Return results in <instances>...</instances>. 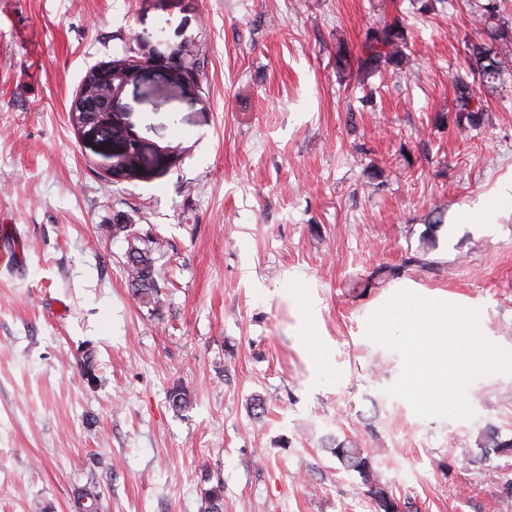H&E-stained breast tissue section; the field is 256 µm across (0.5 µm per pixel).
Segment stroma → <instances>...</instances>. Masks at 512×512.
<instances>
[{
  "mask_svg": "<svg viewBox=\"0 0 512 512\" xmlns=\"http://www.w3.org/2000/svg\"><path fill=\"white\" fill-rule=\"evenodd\" d=\"M487 2L7 0L0 512H74L93 484L101 512H208L215 495L224 512H376L374 483L400 512H512V454L483 445L512 438V374L469 385L472 418H422L387 393L400 355L366 336L410 281L478 309L512 351V204L457 221L512 176V43L495 44L503 83L480 125L455 119ZM381 16L405 29L401 65L337 68ZM144 39L200 47L201 72L127 87L126 121L179 162L112 183L69 109L90 67ZM134 239L157 314L127 278ZM337 438L371 451L372 482ZM127 259L128 276L137 301L149 312H159L163 307L160 298L161 286L151 249L147 245L141 248L135 243H130ZM330 453L341 462L348 470L357 472L366 481H371L372 476V458L357 448L349 440H339L333 443Z\"/></svg>",
  "mask_w": 512,
  "mask_h": 512,
  "instance_id": "35a3bbf8",
  "label": "stroma"
}]
</instances>
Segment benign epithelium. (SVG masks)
<instances>
[{
    "instance_id": "obj_1",
    "label": "benign epithelium",
    "mask_w": 512,
    "mask_h": 512,
    "mask_svg": "<svg viewBox=\"0 0 512 512\" xmlns=\"http://www.w3.org/2000/svg\"><path fill=\"white\" fill-rule=\"evenodd\" d=\"M194 53L189 44L160 48L140 55L127 51L109 62L90 69L79 87L71 112L81 140L102 157L100 168L114 182L150 178L179 162L173 151L147 152L139 136L127 125L116 101L125 92L135 73L159 68L184 82H195L197 70L191 67Z\"/></svg>"
}]
</instances>
